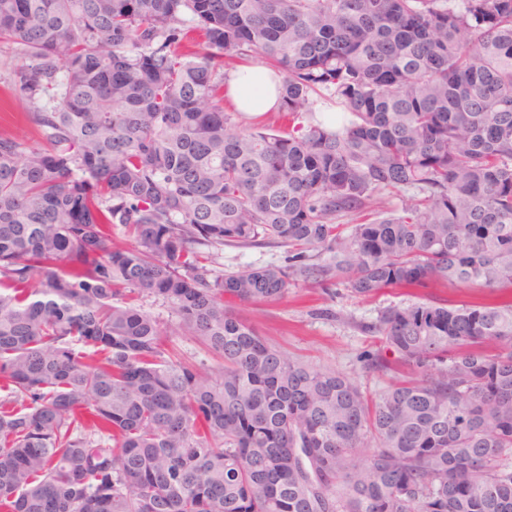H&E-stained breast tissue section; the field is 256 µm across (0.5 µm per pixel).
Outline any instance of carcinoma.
I'll list each match as a JSON object with an SVG mask.
<instances>
[{"label":"carcinoma","instance_id":"1","mask_svg":"<svg viewBox=\"0 0 512 512\" xmlns=\"http://www.w3.org/2000/svg\"><path fill=\"white\" fill-rule=\"evenodd\" d=\"M0 44L48 144L0 135V512H512V0H0ZM254 56L286 133L224 108ZM297 276L484 297L381 310L370 400L224 307ZM212 268L236 271L246 267L267 265L287 266L288 247L279 244L261 247H224L223 251L214 253ZM163 344L164 348L172 356L195 357L194 359L197 362L203 361L210 368L217 366L216 362L188 337L168 333V336H163Z\"/></svg>","mask_w":512,"mask_h":512}]
</instances>
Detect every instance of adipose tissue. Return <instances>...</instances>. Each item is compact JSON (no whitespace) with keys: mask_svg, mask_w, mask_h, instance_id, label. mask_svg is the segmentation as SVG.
Segmentation results:
<instances>
[{"mask_svg":"<svg viewBox=\"0 0 512 512\" xmlns=\"http://www.w3.org/2000/svg\"><path fill=\"white\" fill-rule=\"evenodd\" d=\"M226 94L235 108L248 117L277 110L279 106L271 71L260 65H242L228 73Z\"/></svg>","mask_w":512,"mask_h":512,"instance_id":"adipose-tissue-1","label":"adipose tissue"}]
</instances>
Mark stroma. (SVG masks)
I'll list each match as a JSON object with an SVG mask.
<instances>
[{
	"instance_id": "35a3bbf8",
	"label": "stroma",
	"mask_w": 512,
	"mask_h": 512,
	"mask_svg": "<svg viewBox=\"0 0 512 512\" xmlns=\"http://www.w3.org/2000/svg\"><path fill=\"white\" fill-rule=\"evenodd\" d=\"M22 59L17 52L0 49V134L9 135L41 147L42 133L27 118L33 109L27 97L14 84V72ZM288 263L287 247L269 244L261 247H227L215 253V269L236 271L246 267L284 266ZM477 292L465 285L448 288H397L372 298H359L343 285L321 288L303 280L294 281L280 300L251 305L237 300L227 306L241 319L251 322L270 343L291 356L321 367H329L355 379L367 395L398 381L400 372L379 374L365 369L362 357L380 346L378 337L365 332L366 324L375 322L380 310L393 304L426 299H442L461 305L475 301ZM138 306L158 317L168 334L165 349L176 357H192L213 366V359L190 338L175 335V322L167 308L151 298L138 299Z\"/></svg>"
}]
</instances>
